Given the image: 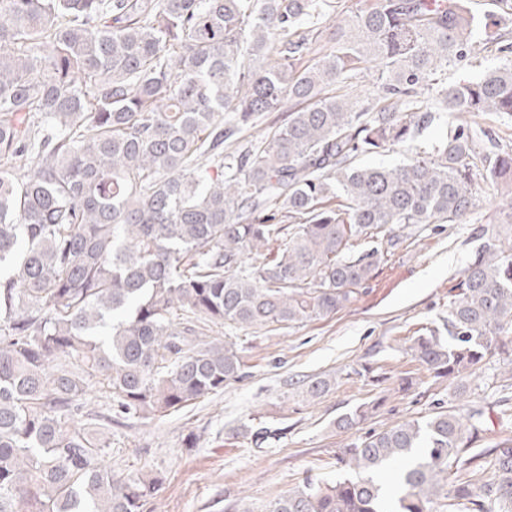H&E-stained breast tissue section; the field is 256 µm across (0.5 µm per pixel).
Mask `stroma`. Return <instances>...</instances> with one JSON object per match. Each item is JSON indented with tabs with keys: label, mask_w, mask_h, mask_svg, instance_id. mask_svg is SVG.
I'll list each match as a JSON object with an SVG mask.
<instances>
[{
	"label": "stroma",
	"mask_w": 512,
	"mask_h": 512,
	"mask_svg": "<svg viewBox=\"0 0 512 512\" xmlns=\"http://www.w3.org/2000/svg\"><path fill=\"white\" fill-rule=\"evenodd\" d=\"M476 190L465 223L413 226L377 277L336 314L270 332L205 327L206 335L244 346V377L170 415L112 425L105 465L158 479L150 512H229L240 499L269 500L307 476L334 480L345 436L332 422L366 402L379 408L361 425L364 433L480 404L496 434L512 436V373L491 362L463 392L455 381L432 379L409 351L419 329L442 328L449 290L478 230L512 210V197L485 177H477ZM322 373L335 375V389L302 402L303 380ZM404 376L413 381L405 393L398 389ZM255 415L279 428L278 439L258 445L237 435Z\"/></svg>",
	"instance_id": "obj_1"
}]
</instances>
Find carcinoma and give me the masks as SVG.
<instances>
[{"label":"carcinoma","instance_id":"obj_1","mask_svg":"<svg viewBox=\"0 0 512 512\" xmlns=\"http://www.w3.org/2000/svg\"><path fill=\"white\" fill-rule=\"evenodd\" d=\"M327 0H0V512H145L159 481L101 463L75 424L90 384L102 420H149L243 378L245 348L209 322L275 331L351 305L414 224H460L471 160L508 181L512 153L460 125L395 166L360 157L461 112L512 114L508 18L483 47L508 57L441 79L476 53L467 0H359L316 60L305 21ZM273 51L275 64L244 58ZM372 64L371 102L325 94ZM287 121L224 142L284 100ZM450 289L447 335L410 346L434 379L468 381L512 338V211ZM336 387L317 375L315 401ZM349 434L336 480L231 512H512V438L476 449L483 407ZM448 492H443L444 486Z\"/></svg>","mask_w":512,"mask_h":512}]
</instances>
